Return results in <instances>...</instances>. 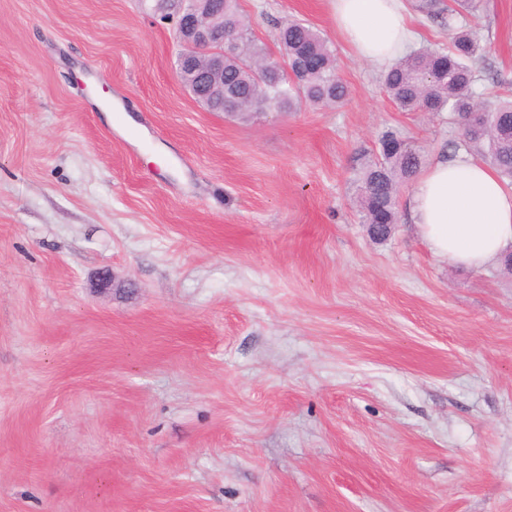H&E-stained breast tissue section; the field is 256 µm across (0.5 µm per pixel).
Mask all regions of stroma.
Here are the masks:
<instances>
[{"label":"stroma","instance_id":"stroma-1","mask_svg":"<svg viewBox=\"0 0 512 512\" xmlns=\"http://www.w3.org/2000/svg\"><path fill=\"white\" fill-rule=\"evenodd\" d=\"M239 9L317 29L346 99L230 120L154 0H0V512H512V274L435 258L407 190L382 242L351 201L384 131L430 162L460 129L328 0ZM465 20L512 81V0Z\"/></svg>","mask_w":512,"mask_h":512}]
</instances>
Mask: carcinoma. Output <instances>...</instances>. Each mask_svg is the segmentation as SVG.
Masks as SVG:
<instances>
[{"label": "carcinoma", "mask_w": 512, "mask_h": 512, "mask_svg": "<svg viewBox=\"0 0 512 512\" xmlns=\"http://www.w3.org/2000/svg\"><path fill=\"white\" fill-rule=\"evenodd\" d=\"M224 29L236 34L224 48V89L232 91L224 103L203 100L212 112H263L270 105L291 111L302 104L341 103L348 89L336 74L333 50L305 23L293 22L278 29L276 45L288 58V68L270 73L258 82L254 68L269 58L268 46L249 33L239 12L238 0H220ZM481 0H452L448 5V48L423 51L400 59L382 76L391 101L401 112L448 113L462 123L467 114H478V126L463 132L461 146L477 154L512 185V90L495 100H477V72L485 69L486 46L480 36L458 23L462 11H476ZM424 163L419 150L393 132L379 139L377 155L365 159L358 179L355 205L363 224H384L377 238L389 235L387 225L399 221L397 194L410 183Z\"/></svg>", "instance_id": "obj_1"}]
</instances>
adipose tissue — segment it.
Returning a JSON list of instances; mask_svg holds the SVG:
<instances>
[{"label": "adipose tissue", "instance_id": "ef3b65f1", "mask_svg": "<svg viewBox=\"0 0 512 512\" xmlns=\"http://www.w3.org/2000/svg\"><path fill=\"white\" fill-rule=\"evenodd\" d=\"M337 31L355 54L389 65L413 38L403 0H330ZM410 219L437 259L480 269L512 251V187L468 156L441 157L421 171L408 197Z\"/></svg>", "mask_w": 512, "mask_h": 512}]
</instances>
